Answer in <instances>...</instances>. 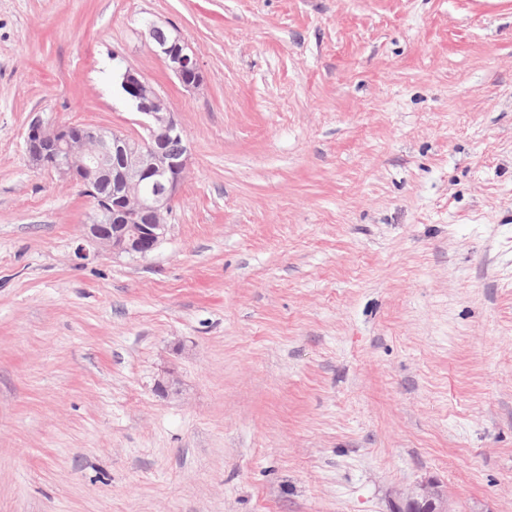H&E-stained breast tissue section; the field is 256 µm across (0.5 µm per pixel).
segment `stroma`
<instances>
[{"instance_id":"stroma-1","label":"stroma","mask_w":512,"mask_h":512,"mask_svg":"<svg viewBox=\"0 0 512 512\" xmlns=\"http://www.w3.org/2000/svg\"><path fill=\"white\" fill-rule=\"evenodd\" d=\"M126 67L188 170L153 255L80 260L93 204L24 139L140 135ZM428 477L512 512V0H0V512H392ZM155 52L186 90L198 89L203 84L204 77L198 60L177 30Z\"/></svg>"}]
</instances>
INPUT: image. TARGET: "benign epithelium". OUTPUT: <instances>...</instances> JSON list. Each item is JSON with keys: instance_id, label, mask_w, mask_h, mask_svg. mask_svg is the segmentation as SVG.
<instances>
[{"instance_id": "benign-epithelium-1", "label": "benign epithelium", "mask_w": 512, "mask_h": 512, "mask_svg": "<svg viewBox=\"0 0 512 512\" xmlns=\"http://www.w3.org/2000/svg\"><path fill=\"white\" fill-rule=\"evenodd\" d=\"M156 53L185 89L203 84L198 60L179 32L171 33ZM118 84L141 115L146 135L134 138L98 126L38 119L25 140L34 167L52 169L85 188L112 184V199L96 206L84 225L83 242L75 250L81 259L89 255L88 244L114 255L151 256L168 235L166 216L188 166V149L179 154L168 149L184 131L155 88L130 68L119 74ZM394 512H448V494L436 480L424 479L402 496Z\"/></svg>"}]
</instances>
